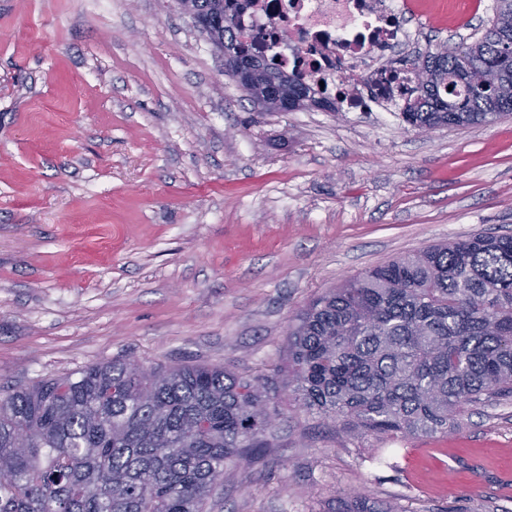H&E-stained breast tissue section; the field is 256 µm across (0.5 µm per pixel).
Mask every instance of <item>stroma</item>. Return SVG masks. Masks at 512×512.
Returning a JSON list of instances; mask_svg holds the SVG:
<instances>
[{
	"label": "stroma",
	"mask_w": 512,
	"mask_h": 512,
	"mask_svg": "<svg viewBox=\"0 0 512 512\" xmlns=\"http://www.w3.org/2000/svg\"><path fill=\"white\" fill-rule=\"evenodd\" d=\"M494 6L423 0L391 63ZM477 233L512 235V115L264 112L177 0H0V391L126 358L265 373L313 298ZM284 408L214 512H512V395L380 440ZM327 512H400L391 503L376 501L366 496H347L340 498Z\"/></svg>",
	"instance_id": "obj_1"
}]
</instances>
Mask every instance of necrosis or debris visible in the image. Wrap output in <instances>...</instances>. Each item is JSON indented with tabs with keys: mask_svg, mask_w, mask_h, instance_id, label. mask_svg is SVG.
Here are the masks:
<instances>
[{
	"mask_svg": "<svg viewBox=\"0 0 512 512\" xmlns=\"http://www.w3.org/2000/svg\"><path fill=\"white\" fill-rule=\"evenodd\" d=\"M245 35L281 69L322 87L349 112H393L411 86L407 72L386 65L409 37L405 17L417 0H239Z\"/></svg>",
	"mask_w": 512,
	"mask_h": 512,
	"instance_id": "4bbe7bcc",
	"label": "necrosis or debris"
}]
</instances>
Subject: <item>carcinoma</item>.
Returning <instances> with one entry per match:
<instances>
[{"label":"carcinoma","mask_w":512,"mask_h":512,"mask_svg":"<svg viewBox=\"0 0 512 512\" xmlns=\"http://www.w3.org/2000/svg\"><path fill=\"white\" fill-rule=\"evenodd\" d=\"M209 32L260 56L234 14ZM432 76L402 118L415 129L512 114V0L465 46L405 61ZM288 89L313 86L271 62ZM270 373L215 364H90L0 396V512H211L231 463L271 448L281 396L360 438L446 435L470 407L512 392V236L475 234L365 270L289 325ZM327 512H400L347 496Z\"/></svg>","instance_id":"cac0c4a2"}]
</instances>
